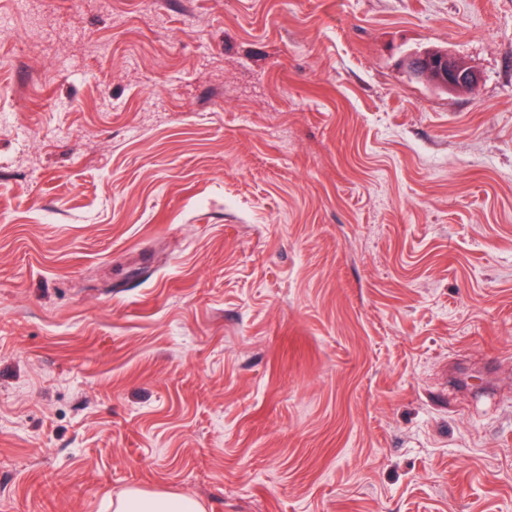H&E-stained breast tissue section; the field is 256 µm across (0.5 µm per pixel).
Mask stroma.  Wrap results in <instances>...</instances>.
I'll list each match as a JSON object with an SVG mask.
<instances>
[{"label": "stroma", "mask_w": 512, "mask_h": 512, "mask_svg": "<svg viewBox=\"0 0 512 512\" xmlns=\"http://www.w3.org/2000/svg\"><path fill=\"white\" fill-rule=\"evenodd\" d=\"M131 489L512 512V0H0V512ZM405 65L416 78L425 79L448 92L469 89L479 82L478 73L448 50L413 52L407 56Z\"/></svg>", "instance_id": "stroma-1"}]
</instances>
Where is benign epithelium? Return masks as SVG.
<instances>
[{
  "label": "benign epithelium",
  "mask_w": 512,
  "mask_h": 512,
  "mask_svg": "<svg viewBox=\"0 0 512 512\" xmlns=\"http://www.w3.org/2000/svg\"><path fill=\"white\" fill-rule=\"evenodd\" d=\"M405 65L413 76L448 92L469 89L479 82V75L474 69L446 50L413 52L407 56Z\"/></svg>",
  "instance_id": "7a95c632"
}]
</instances>
